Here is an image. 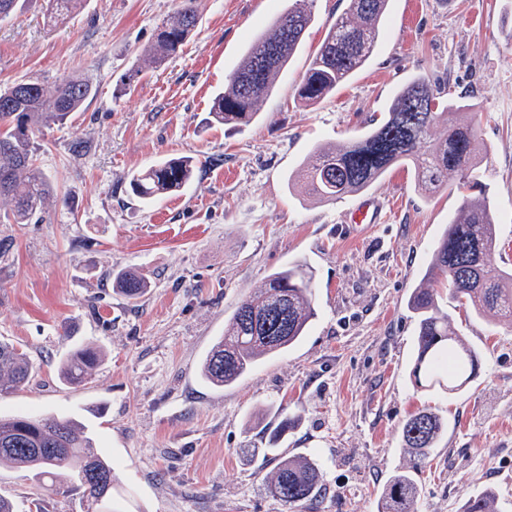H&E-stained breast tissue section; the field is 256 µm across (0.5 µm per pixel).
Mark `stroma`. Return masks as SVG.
<instances>
[{"label": "stroma", "mask_w": 512, "mask_h": 512, "mask_svg": "<svg viewBox=\"0 0 512 512\" xmlns=\"http://www.w3.org/2000/svg\"><path fill=\"white\" fill-rule=\"evenodd\" d=\"M181 4L85 0L57 22L49 0H26L0 20V86L72 74L94 86L81 111L37 138L36 163L55 186L43 221L0 223V338L38 372L0 399V415L85 423L115 470V512H377L388 478L409 465L404 422L429 412L448 429L418 475L414 512H462L485 489L512 512V325L443 297L478 375L452 399L412 375L408 301L458 210L455 188L424 195L392 169L367 190L384 202L380 222L351 224L352 197L321 202L287 184L313 146L361 135L424 75L475 105L498 224L492 268L512 269V0H391L368 66L306 107L295 87L348 6L315 0L302 50L247 126L209 122L212 99L288 0H194L200 22L182 51L139 75ZM171 156L194 160L193 179L142 204L131 175ZM295 260L313 272L305 336L232 387L209 385L201 360L225 318ZM129 268L149 282L135 300L112 289L113 272ZM88 342L102 362L87 385H65L60 360ZM298 455L323 483L292 509L265 479Z\"/></svg>", "instance_id": "obj_1"}]
</instances>
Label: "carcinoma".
Returning <instances> with one entry per match:
<instances>
[{
	"label": "carcinoma",
	"mask_w": 512,
	"mask_h": 512,
	"mask_svg": "<svg viewBox=\"0 0 512 512\" xmlns=\"http://www.w3.org/2000/svg\"><path fill=\"white\" fill-rule=\"evenodd\" d=\"M194 0L161 26L156 43L147 50L149 63L159 65L175 56L198 24ZM315 0H288L269 30L257 35L218 91L212 117L222 124L247 125L274 93L279 78L299 50L314 20ZM390 0H350L336 16L295 89V98L314 106L348 82L373 56L382 35ZM92 83L70 76L51 84L21 80L0 87V201L10 205L4 219L14 224L41 221L53 186L34 163L36 138L43 128L60 124L82 109L92 95ZM442 136L433 137L438 126ZM488 149L479 139V122L464 98L443 99L441 89L423 75H414L395 92L385 117L360 137L339 144L315 146L303 167L291 178L308 194L336 201L361 192L394 165L410 168L418 191L431 194L458 180L462 195L457 217L449 224L432 255L426 282L414 288L409 307L418 321L416 384L448 395L464 391L478 369L475 349L448 329V313L438 302L435 283L444 279L459 306L490 323H512V269L490 274L497 249V223L485 195H472L480 183L479 167ZM189 159H170L136 173L133 193L145 203L181 189L194 176ZM312 271L301 261L268 275L252 289L224 321L218 337L202 360L201 374L215 387L231 386L258 361L277 354L305 335L315 316ZM115 290L136 299L148 282L132 270L112 275ZM101 358L100 350L81 346L59 366L61 380L73 387L89 382ZM37 370L14 343L0 340V397L28 387ZM446 430L431 413L411 416L402 427L406 448L415 459L412 470L389 482L379 512H411L418 494L412 476ZM0 466L32 474L46 492L80 491L85 512L112 510L113 467L96 447L91 434L71 417H0ZM322 475L305 457L281 460L271 478L270 493L286 505L312 500ZM71 488H65V485ZM496 495L486 489L471 496L464 512H496Z\"/></svg>",
	"instance_id": "obj_1"
}]
</instances>
